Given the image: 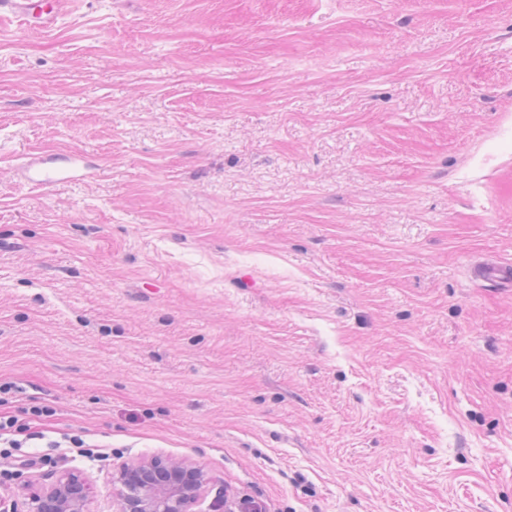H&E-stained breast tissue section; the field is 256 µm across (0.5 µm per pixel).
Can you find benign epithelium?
I'll use <instances>...</instances> for the list:
<instances>
[{"label": "benign epithelium", "mask_w": 512, "mask_h": 512, "mask_svg": "<svg viewBox=\"0 0 512 512\" xmlns=\"http://www.w3.org/2000/svg\"><path fill=\"white\" fill-rule=\"evenodd\" d=\"M208 482L191 465L161 456L124 464L112 475L118 512H192ZM88 484L64 473L33 498L32 512H86Z\"/></svg>", "instance_id": "benign-epithelium-1"}]
</instances>
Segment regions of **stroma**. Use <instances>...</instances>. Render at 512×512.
<instances>
[{
    "mask_svg": "<svg viewBox=\"0 0 512 512\" xmlns=\"http://www.w3.org/2000/svg\"><path fill=\"white\" fill-rule=\"evenodd\" d=\"M78 151L50 189L22 154ZM512 0H75L0 22V480L160 455L195 512H512ZM109 446L98 460L67 437ZM68 7V0H1L0 15L17 19L26 29L49 30ZM17 167V175L28 184L53 188L85 179L89 169L82 155L68 153L61 157L27 155ZM475 276L483 281L506 285L512 283V264L497 261H481L474 266ZM53 407L42 402H34L26 408L24 416L2 412L0 409V445L4 448H24L23 445L30 440L43 439L44 435L39 431H32V422L36 418L52 415ZM22 436V439L16 437Z\"/></svg>",
    "mask_w": 512,
    "mask_h": 512,
    "instance_id": "35a3bbf8",
    "label": "stroma"
}]
</instances>
